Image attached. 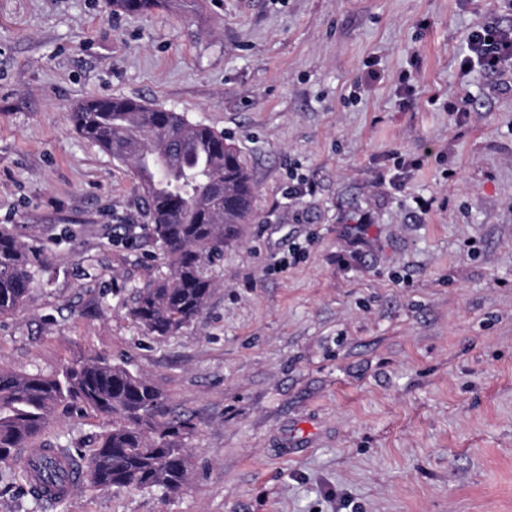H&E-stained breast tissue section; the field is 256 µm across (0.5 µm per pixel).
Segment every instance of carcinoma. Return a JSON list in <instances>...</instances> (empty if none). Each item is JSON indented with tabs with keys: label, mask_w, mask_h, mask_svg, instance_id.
Segmentation results:
<instances>
[{
	"label": "carcinoma",
	"mask_w": 512,
	"mask_h": 512,
	"mask_svg": "<svg viewBox=\"0 0 512 512\" xmlns=\"http://www.w3.org/2000/svg\"><path fill=\"white\" fill-rule=\"evenodd\" d=\"M163 0H112L131 14ZM67 120L82 138L113 159L133 166L152 223V241L167 273L137 291L130 315L147 333L165 338L197 318L214 287L207 262L235 239L252 215L254 186L237 148L179 112L124 97L92 98L76 105ZM171 140L198 142L177 168L158 162ZM40 256L9 227L0 225V316L15 313L40 275ZM108 421L88 450L87 483L99 489L179 494L190 481L188 441L195 426L170 417L162 393L145 377L105 357L67 363L51 374L0 369V463L17 464L19 489L36 501L63 486L67 472L55 448L18 458L59 408Z\"/></svg>",
	"instance_id": "carcinoma-1"
}]
</instances>
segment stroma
<instances>
[{"label":"stroma","instance_id":"stroma-1","mask_svg":"<svg viewBox=\"0 0 512 512\" xmlns=\"http://www.w3.org/2000/svg\"><path fill=\"white\" fill-rule=\"evenodd\" d=\"M493 18L512 9L0 0V225L44 256L0 317V368L102 355L195 425L180 495L39 509L0 464V512H512V68L460 70ZM106 97L224 133L255 187L202 314L166 338L129 314L164 272L138 179L66 118ZM102 425L61 409L35 445L89 448Z\"/></svg>","mask_w":512,"mask_h":512}]
</instances>
